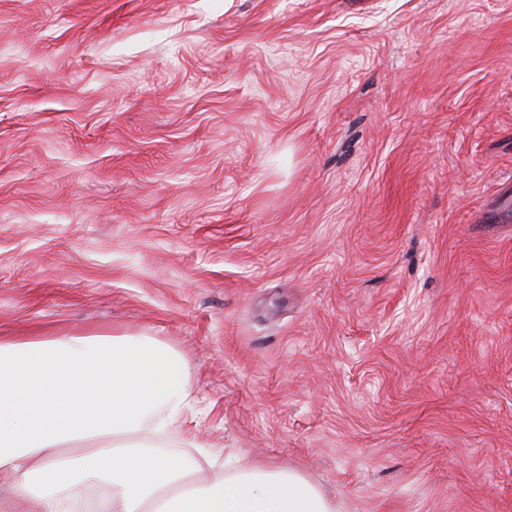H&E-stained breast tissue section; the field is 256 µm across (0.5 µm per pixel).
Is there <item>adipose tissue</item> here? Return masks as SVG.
Masks as SVG:
<instances>
[{"label":"adipose tissue","instance_id":"1","mask_svg":"<svg viewBox=\"0 0 512 512\" xmlns=\"http://www.w3.org/2000/svg\"><path fill=\"white\" fill-rule=\"evenodd\" d=\"M192 408L181 359L148 338H0V512H337L293 470L203 483L155 454Z\"/></svg>","mask_w":512,"mask_h":512}]
</instances>
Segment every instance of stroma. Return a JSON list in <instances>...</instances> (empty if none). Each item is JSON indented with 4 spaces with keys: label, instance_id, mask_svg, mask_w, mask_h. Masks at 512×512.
I'll return each instance as SVG.
<instances>
[{
    "label": "stroma",
    "instance_id": "stroma-1",
    "mask_svg": "<svg viewBox=\"0 0 512 512\" xmlns=\"http://www.w3.org/2000/svg\"><path fill=\"white\" fill-rule=\"evenodd\" d=\"M124 333L206 480L512 512V0H0V337Z\"/></svg>",
    "mask_w": 512,
    "mask_h": 512
}]
</instances>
